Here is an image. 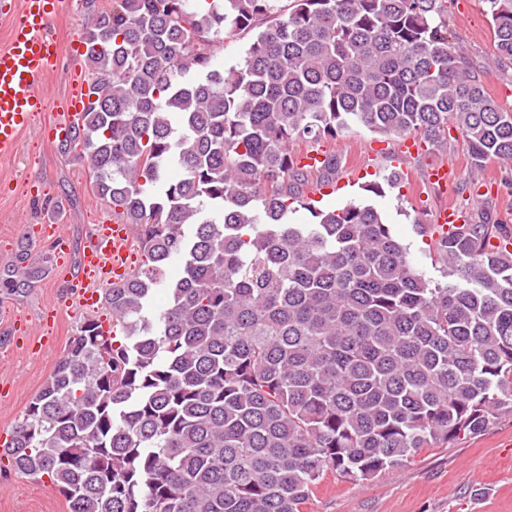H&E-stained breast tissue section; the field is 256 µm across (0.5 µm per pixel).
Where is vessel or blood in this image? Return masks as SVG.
Segmentation results:
<instances>
[{
	"instance_id": "obj_1",
	"label": "vessel or blood",
	"mask_w": 512,
	"mask_h": 512,
	"mask_svg": "<svg viewBox=\"0 0 512 512\" xmlns=\"http://www.w3.org/2000/svg\"><path fill=\"white\" fill-rule=\"evenodd\" d=\"M16 17L7 42L0 47V159L16 154L22 133L33 126L48 109L50 90L47 78L57 70L63 57L72 55L73 47L52 32L63 0H16ZM82 110L72 101H64L62 113L53 128L60 140L69 139L81 124ZM22 249L30 250L49 243L57 254L67 245L61 225L47 223L41 235L22 230L18 235ZM139 252L128 224L121 218L96 225L86 239L76 273L72 274L62 297L49 301L44 308L50 318H58L63 308L83 311L98 309L101 286L119 282L133 270Z\"/></svg>"
}]
</instances>
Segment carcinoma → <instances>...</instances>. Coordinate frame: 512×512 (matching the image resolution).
Listing matches in <instances>:
<instances>
[{"label": "carcinoma", "mask_w": 512, "mask_h": 512, "mask_svg": "<svg viewBox=\"0 0 512 512\" xmlns=\"http://www.w3.org/2000/svg\"><path fill=\"white\" fill-rule=\"evenodd\" d=\"M206 2L88 18L95 78L71 140L143 261L106 291L110 330L83 324L0 449L68 512H301L327 470L367 481L512 414V231L419 225L432 278L374 205L312 210L336 154H292L354 127L444 147L451 125L475 168L511 163L512 112L448 39L447 0ZM484 3L512 61V0ZM243 30L241 61L214 68ZM297 204L312 222H290Z\"/></svg>", "instance_id": "cac0c4a2"}]
</instances>
